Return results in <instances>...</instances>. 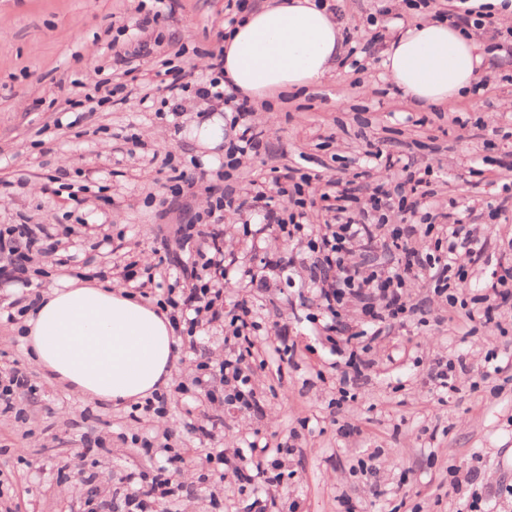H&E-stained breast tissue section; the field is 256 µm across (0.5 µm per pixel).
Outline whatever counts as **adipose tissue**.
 Returning <instances> with one entry per match:
<instances>
[{
  "mask_svg": "<svg viewBox=\"0 0 512 512\" xmlns=\"http://www.w3.org/2000/svg\"><path fill=\"white\" fill-rule=\"evenodd\" d=\"M341 28L314 0H273L224 39V75L243 94L277 101L320 84L335 68ZM393 83L416 107L463 98L484 60L480 42L447 23L399 30L383 52ZM25 349L44 377L112 404L166 388L178 359L165 313L124 289L71 278L50 287L23 319Z\"/></svg>",
  "mask_w": 512,
  "mask_h": 512,
  "instance_id": "adipose-tissue-1",
  "label": "adipose tissue"
}]
</instances>
